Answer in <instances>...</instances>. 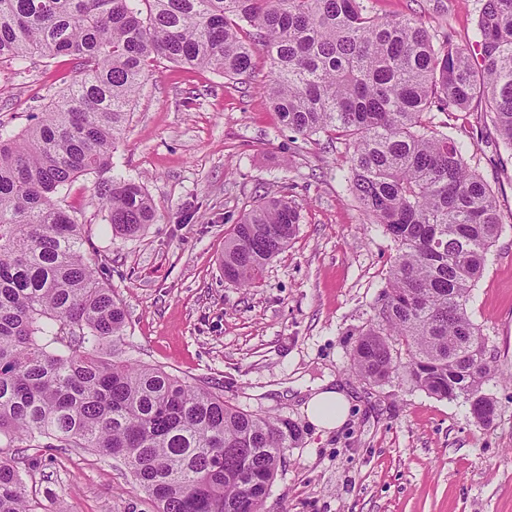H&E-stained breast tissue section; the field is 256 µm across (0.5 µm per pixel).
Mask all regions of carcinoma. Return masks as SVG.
Here are the masks:
<instances>
[{"instance_id":"carcinoma-1","label":"carcinoma","mask_w":512,"mask_h":512,"mask_svg":"<svg viewBox=\"0 0 512 512\" xmlns=\"http://www.w3.org/2000/svg\"><path fill=\"white\" fill-rule=\"evenodd\" d=\"M37 53L71 57L79 72L25 129L0 124V443L120 458L158 512H261L298 425L123 357V305L55 200L112 169L151 62L234 78L259 53L273 110L303 137L348 141L349 191L396 244L356 371L387 378L394 336L416 387L493 423L490 361L467 304L503 220L465 146L428 114L480 97L512 149V0H483L468 44L438 48L420 19L380 18L362 0H0V65ZM98 194L117 233L155 220L138 182L113 179ZM299 219L293 202L262 198L224 241V276L258 283ZM41 510L25 473L0 460V512Z\"/></svg>"}]
</instances>
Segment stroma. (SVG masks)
<instances>
[{
    "mask_svg": "<svg viewBox=\"0 0 512 512\" xmlns=\"http://www.w3.org/2000/svg\"><path fill=\"white\" fill-rule=\"evenodd\" d=\"M385 18L418 17L434 44H463L482 0H364ZM229 78L156 60L131 107L108 173L78 177L58 195L81 223L100 278L120 299L125 357L223 394L242 410L295 422L262 512H512V150L485 105L433 110L435 126L466 145L470 170L490 186L503 229L467 304L495 372L485 391L494 423L468 404L416 387L405 370L374 383L351 361L373 318L396 253L349 192V149L334 133L302 138L266 101L269 71ZM68 57L0 68V122L21 130L72 83ZM143 183L154 223L115 233L100 182ZM300 210L287 249L244 288L227 279L224 241L263 197ZM333 375L353 397L346 423L323 432L301 408L299 386ZM47 512H156L123 461L79 448L0 447Z\"/></svg>",
    "mask_w": 512,
    "mask_h": 512,
    "instance_id": "1",
    "label": "stroma"
}]
</instances>
